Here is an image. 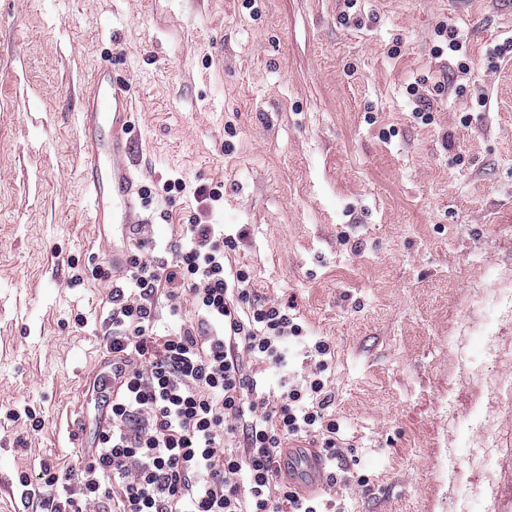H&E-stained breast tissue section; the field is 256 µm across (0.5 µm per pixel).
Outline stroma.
Here are the masks:
<instances>
[{
	"mask_svg": "<svg viewBox=\"0 0 512 512\" xmlns=\"http://www.w3.org/2000/svg\"><path fill=\"white\" fill-rule=\"evenodd\" d=\"M509 38L512 0H0V512L41 504L21 474L75 468L111 370L76 123L103 66L154 259L223 225L259 298L329 342L336 444L370 479L336 485L347 512H512V311L489 309L512 289V58L486 55Z\"/></svg>",
	"mask_w": 512,
	"mask_h": 512,
	"instance_id": "35a3bbf8",
	"label": "stroma"
}]
</instances>
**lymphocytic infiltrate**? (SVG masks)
I'll use <instances>...</instances> for the list:
<instances>
[{"instance_id":"f902f5d3","label":"lymphocytic infiltrate","mask_w":512,"mask_h":512,"mask_svg":"<svg viewBox=\"0 0 512 512\" xmlns=\"http://www.w3.org/2000/svg\"><path fill=\"white\" fill-rule=\"evenodd\" d=\"M181 231L165 265L140 239L112 288L108 422L70 474L75 491L48 500L49 512H87L112 481L116 512H345L336 500L277 482L278 450L288 441L318 433L326 458L337 456L323 379H280L270 399L244 364H286L289 342L304 339L292 304L261 302L249 270L227 267L233 237L211 224ZM161 300L174 313L191 301L198 323L157 334Z\"/></svg>"}]
</instances>
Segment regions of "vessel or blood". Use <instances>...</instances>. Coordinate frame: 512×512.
<instances>
[{"label":"vessel or blood","mask_w":512,"mask_h":512,"mask_svg":"<svg viewBox=\"0 0 512 512\" xmlns=\"http://www.w3.org/2000/svg\"><path fill=\"white\" fill-rule=\"evenodd\" d=\"M85 106L77 115L84 136V183L91 221L99 228L103 253L113 274H121L133 242L141 188L126 162L131 150L128 85L96 71L84 86ZM283 474L304 495L317 493L328 476L324 455L292 443L281 451Z\"/></svg>","instance_id":"obj_1"}]
</instances>
